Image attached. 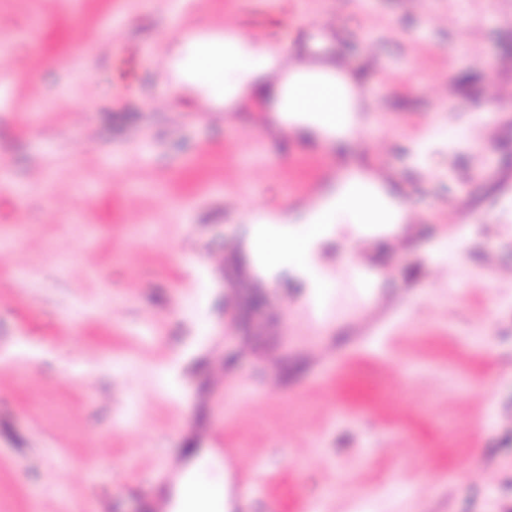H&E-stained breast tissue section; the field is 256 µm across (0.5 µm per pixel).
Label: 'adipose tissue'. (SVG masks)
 <instances>
[{
    "instance_id": "ef3b65f1",
    "label": "adipose tissue",
    "mask_w": 512,
    "mask_h": 512,
    "mask_svg": "<svg viewBox=\"0 0 512 512\" xmlns=\"http://www.w3.org/2000/svg\"><path fill=\"white\" fill-rule=\"evenodd\" d=\"M273 57L272 49L252 46L243 36L217 38L202 44L192 38H178L170 47L169 59L180 82L205 89L212 94L234 95L253 77L265 71ZM279 109L300 112L310 122L330 129L343 126L348 106L341 92L324 75L299 70L291 81L282 82L275 89ZM357 225L361 234H368L370 224L365 211L346 202L332 210L326 222L310 225L302 235L285 232H266L264 225H253V233H266V275L268 282H276L283 275L305 280L309 290L325 288L322 280L312 279L308 264L322 240L332 233L335 221Z\"/></svg>"
}]
</instances>
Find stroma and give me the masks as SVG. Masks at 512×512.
I'll return each instance as SVG.
<instances>
[{
  "mask_svg": "<svg viewBox=\"0 0 512 512\" xmlns=\"http://www.w3.org/2000/svg\"><path fill=\"white\" fill-rule=\"evenodd\" d=\"M175 18L263 23L274 62L231 103L174 87ZM316 30L379 72L337 155L421 179L417 223L316 249L381 276L375 336L250 272L242 218L307 169L253 115ZM0 68V512H142L218 419L281 512L512 506V0H0Z\"/></svg>",
  "mask_w": 512,
  "mask_h": 512,
  "instance_id": "obj_1",
  "label": "stroma"
}]
</instances>
